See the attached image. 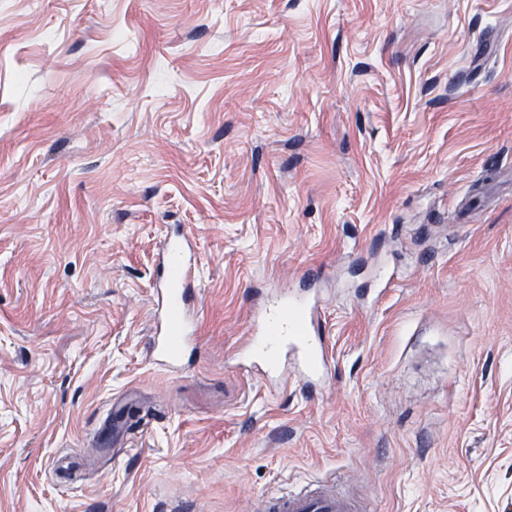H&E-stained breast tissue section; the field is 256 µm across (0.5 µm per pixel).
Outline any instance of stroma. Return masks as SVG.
I'll list each match as a JSON object with an SVG mask.
<instances>
[{"label": "stroma", "instance_id": "35a3bbf8", "mask_svg": "<svg viewBox=\"0 0 512 512\" xmlns=\"http://www.w3.org/2000/svg\"><path fill=\"white\" fill-rule=\"evenodd\" d=\"M311 271L314 395L234 355ZM329 469L512 512V0H0V512H257ZM197 260L184 234L166 235L157 262L155 331L148 343L152 363L170 373L184 369L188 351L198 347L200 316L196 309Z\"/></svg>", "mask_w": 512, "mask_h": 512}]
</instances>
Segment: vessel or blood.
I'll return each mask as SVG.
<instances>
[{
  "label": "vessel or blood",
  "mask_w": 512,
  "mask_h": 512,
  "mask_svg": "<svg viewBox=\"0 0 512 512\" xmlns=\"http://www.w3.org/2000/svg\"><path fill=\"white\" fill-rule=\"evenodd\" d=\"M197 261L183 234L162 241L157 262L155 331L149 358L175 373L186 353L198 347L200 316L196 308ZM323 309L318 300L293 293L264 301L255 311L252 332L242 355L262 361L280 380L323 379L329 354L322 335ZM259 512H366L364 500L338 484L334 475H318L303 484L264 497Z\"/></svg>",
  "instance_id": "vessel-or-blood-1"
}]
</instances>
